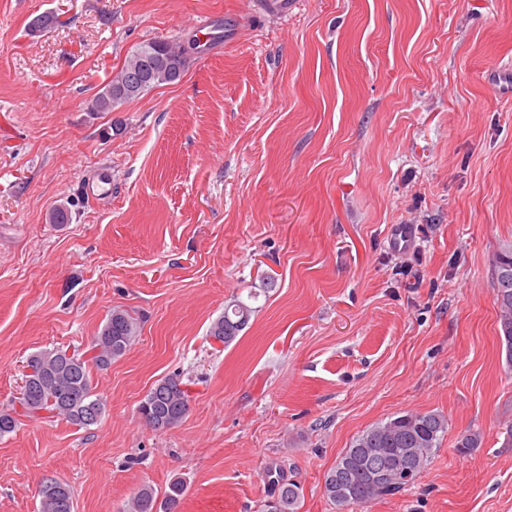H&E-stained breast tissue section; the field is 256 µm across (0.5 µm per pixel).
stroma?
I'll use <instances>...</instances> for the list:
<instances>
[{
    "label": "stroma",
    "mask_w": 512,
    "mask_h": 512,
    "mask_svg": "<svg viewBox=\"0 0 512 512\" xmlns=\"http://www.w3.org/2000/svg\"><path fill=\"white\" fill-rule=\"evenodd\" d=\"M44 11L60 26L28 34ZM156 38L196 41L182 79L86 112ZM509 62L512 0H0V404L31 354L89 352L115 307L139 322L91 371L99 424L44 411L0 437V512H38L47 478L74 512L176 480L178 512H261L273 460L295 512H512L492 291L512 248V92L492 80ZM105 170L111 193L87 197ZM252 293L247 328L213 341ZM177 371L189 412L152 430L138 406ZM426 411L448 431L414 485L327 499L358 435ZM253 309L247 303L233 299L224 308V313L212 322L209 328L210 338L229 346L248 325Z\"/></svg>",
    "instance_id": "obj_1"
}]
</instances>
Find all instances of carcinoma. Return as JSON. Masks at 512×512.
I'll return each mask as SVG.
<instances>
[{"label": "carcinoma", "instance_id": "obj_1", "mask_svg": "<svg viewBox=\"0 0 512 512\" xmlns=\"http://www.w3.org/2000/svg\"><path fill=\"white\" fill-rule=\"evenodd\" d=\"M59 24V17L53 12L34 16L27 25V31L36 35ZM196 43L179 44L166 39L152 40L136 47L125 59L123 65L112 73L108 83L89 100V112L111 113L118 106L138 98L144 92L160 85L179 80L186 70L190 54ZM160 61L151 69L150 81L142 88L129 84V77L145 68L150 59ZM496 280L493 293L498 309L501 340L505 345V361L512 368V250H503L495 261ZM253 308L240 300H233L224 313L215 319L209 328V337L229 346L248 325ZM138 329V321L128 310L114 308L101 327L92 349L94 355L87 361L75 353L63 357L64 350L56 348L32 354L26 365L35 373L26 375L16 400L0 407V436L15 431L19 417H31L42 411L63 417L79 428H88V411L97 414L102 421L106 414V402L94 393L89 364L100 369L111 365L128 350ZM190 408L188 383L179 372L159 380L146 394L138 406L140 418L151 428L168 430L185 418ZM448 431L444 415L433 412L406 413L377 423L364 431L345 449L336 465L324 478V495L340 507L364 508L371 502L386 496L401 493L412 485L427 467L433 449L439 447ZM357 448H377L385 455L397 460L405 452L411 460L410 470L394 466L390 476L376 480L367 470L366 464L356 456ZM262 478L268 486V499L263 512H294L300 496V484L292 479L284 465L272 461L265 466ZM55 480H47L39 490L40 512H66L62 499L74 500L71 487L64 483L62 489ZM185 493L184 483L175 481L169 487L162 504H157L155 492L144 487L131 498L127 512H176Z\"/></svg>", "mask_w": 512, "mask_h": 512}]
</instances>
